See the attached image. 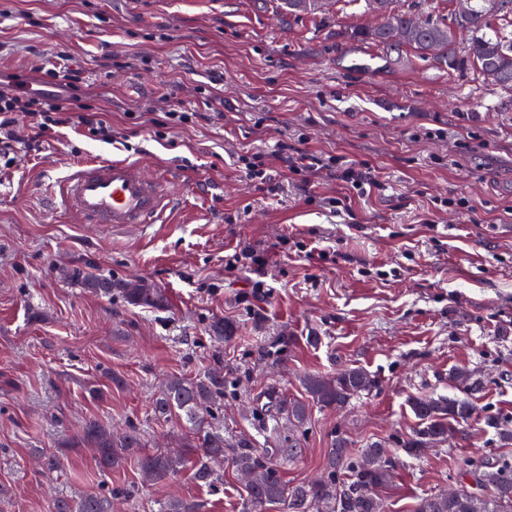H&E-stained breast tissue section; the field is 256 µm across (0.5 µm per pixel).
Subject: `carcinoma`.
Masks as SVG:
<instances>
[{
	"label": "carcinoma",
	"instance_id": "1",
	"mask_svg": "<svg viewBox=\"0 0 512 512\" xmlns=\"http://www.w3.org/2000/svg\"><path fill=\"white\" fill-rule=\"evenodd\" d=\"M367 8L382 16L374 27H356L350 37L369 41L388 50L408 47L422 59H433L450 69L471 66L479 74L487 69L499 71L500 79L493 85L512 90V8L498 10L495 0H473L469 18L470 41L463 48L456 43L452 28L457 19L429 20L415 27L414 13L422 12L425 0H412L407 10L395 7L394 0H366ZM288 11L309 14L318 9V0H284ZM91 292L122 298L127 304L162 310L167 298L159 288L145 281L114 279L98 274H77ZM234 327L224 320L214 321L209 339L215 347L231 339ZM306 392L313 402L341 409L364 392L376 387V379L363 368H346L334 376L312 374L304 379ZM267 402L261 407L259 420L265 439L278 443L283 422L301 426L308 417V405L295 401L286 406L275 391L267 392ZM224 404V373L212 369L195 378H170L153 399L151 414L156 419L179 416L193 438L178 448L160 449L138 456L145 477L161 483L179 471L190 468L195 482L211 488L217 482L216 462L224 459V427L219 425L218 410ZM418 421L411 438L401 448L412 458L420 456L429 444L444 441L456 426L468 421L475 412L466 397L415 396L409 401ZM74 448L94 450L100 467L111 469L121 460V451L144 447L142 434L130 429L115 437L101 423H84ZM241 451L234 463L245 469L250 478L245 512H266L267 505L283 503L288 512H383L378 495L380 488L392 481V461L384 447L375 442L354 454L350 441L339 433L333 436L328 455L327 475L308 484L288 486L279 469V458L296 459L302 452L295 438L288 437L286 448H255L240 442ZM466 476L482 484L479 491L463 484L452 494L438 493L421 498L416 512H512V455L480 457L470 460ZM201 505L193 500L173 499L160 506V512H200ZM47 512H112V489L79 498L56 496L47 505Z\"/></svg>",
	"mask_w": 512,
	"mask_h": 512
}]
</instances>
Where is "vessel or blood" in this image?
Wrapping results in <instances>:
<instances>
[{
  "mask_svg": "<svg viewBox=\"0 0 512 512\" xmlns=\"http://www.w3.org/2000/svg\"><path fill=\"white\" fill-rule=\"evenodd\" d=\"M66 211L115 230L155 223L170 199L165 179L146 178L138 163L100 160L80 165L60 189Z\"/></svg>",
  "mask_w": 512,
  "mask_h": 512,
  "instance_id": "b4317fda",
  "label": "vessel or blood"
}]
</instances>
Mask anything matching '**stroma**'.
<instances>
[{
  "instance_id": "stroma-1",
  "label": "stroma",
  "mask_w": 512,
  "mask_h": 512,
  "mask_svg": "<svg viewBox=\"0 0 512 512\" xmlns=\"http://www.w3.org/2000/svg\"><path fill=\"white\" fill-rule=\"evenodd\" d=\"M280 0H0V72L81 67L72 106L105 110L120 142L67 131L42 152L19 151L0 175V512H46L51 495L138 486L114 512H158L165 499L204 512H244L233 446L259 439L264 395L308 401L307 374L361 367L378 387L336 411L310 404L281 460L283 481L326 469L331 439L353 451L382 442L393 478L384 512L457 487L464 462L495 456L488 417L512 427V92L470 68L451 70L349 38L379 24L365 0L326 15H288ZM380 57L356 73L352 53ZM208 118L159 136L169 108ZM344 155L380 190H355L318 170L262 191L238 167L248 151ZM172 175L174 200L157 224L111 233L61 207L59 184L96 158ZM344 198L342 207L328 201ZM462 198L467 208L445 206ZM250 249L262 266L230 270ZM141 277L165 292L163 310L89 292L76 271ZM235 337L214 350L208 326ZM289 337L283 360L261 345ZM223 366L220 422L229 443L215 486L190 470L140 484L136 457L100 471L67 442L95 419L136 426L148 450L190 438L178 417L155 420L152 399L172 375ZM482 379L476 413L460 434L420 458L400 446L417 426L414 396L460 397L453 376ZM54 469H46L47 458Z\"/></svg>"
}]
</instances>
